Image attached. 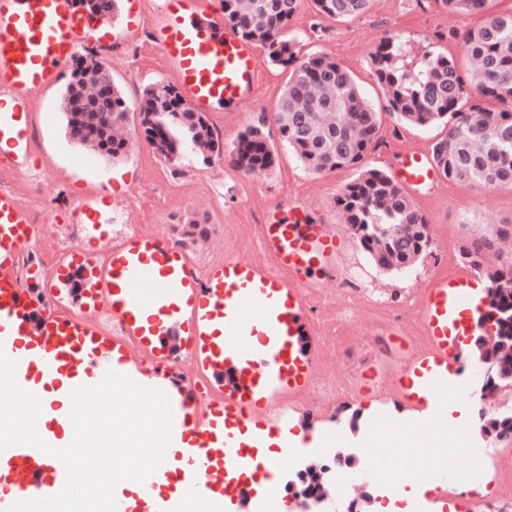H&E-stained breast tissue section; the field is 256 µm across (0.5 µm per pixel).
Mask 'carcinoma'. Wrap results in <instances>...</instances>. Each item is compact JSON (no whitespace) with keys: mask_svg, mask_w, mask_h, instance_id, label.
<instances>
[{"mask_svg":"<svg viewBox=\"0 0 512 512\" xmlns=\"http://www.w3.org/2000/svg\"><path fill=\"white\" fill-rule=\"evenodd\" d=\"M85 8L114 17L117 0H82ZM319 15L338 22L358 19L374 0H312ZM448 13L482 14L478 26L456 33L467 67L454 58L427 52L420 64L406 61L405 45L384 37L370 64L385 95L387 110L398 121L419 127L442 125L446 134L431 147L432 162L444 178L485 189L512 188V10L493 11L495 0H436ZM303 0H222L224 21L241 36L256 39L268 60L292 74L281 95L275 121L282 145L314 174L354 168L337 205L364 252L387 273L412 268L430 247L426 217L403 186L387 172L363 166L377 141L379 113L354 77L334 58L313 53L297 57L288 22ZM95 83L96 94L82 88ZM112 76L93 55L75 59L60 99L66 137L76 145L91 142L98 152L116 159L128 141L113 131L127 123L129 105L117 85L102 93ZM141 132L154 152L168 162L190 157L206 165L224 153V142L207 115L192 111L177 89L163 81L147 86L139 104ZM231 163L245 173L270 170L278 157L261 125H249L229 148ZM491 248L473 240L461 256L477 263ZM489 316L497 350L485 353L498 375L512 380V360L499 352L512 348V257L491 275ZM512 431V414H496L483 431Z\"/></svg>","mask_w":512,"mask_h":512,"instance_id":"1","label":"carcinoma"}]
</instances>
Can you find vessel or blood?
<instances>
[{
    "mask_svg": "<svg viewBox=\"0 0 512 512\" xmlns=\"http://www.w3.org/2000/svg\"><path fill=\"white\" fill-rule=\"evenodd\" d=\"M155 41L173 84L196 112L234 108L262 79L254 40L224 21L215 0H159ZM137 31L75 0H0V168L18 185L34 166L35 92L59 84L81 38L106 51ZM410 190L443 184L430 157L399 155ZM17 187L0 188V349L16 360V379L37 395L40 436L63 448L74 437L70 393L113 371L169 397L172 442L166 458L134 489L116 488L117 512H270L280 482L270 448L328 418L308 407L323 379L330 342L314 312L340 272L349 242L338 225L316 220L303 203L270 211L256 225L254 253L226 248L214 234L203 250L169 233L112 237L104 250H60L50 274H24L22 241L34 216ZM111 205L84 193L78 218L99 223ZM489 277L449 258L415 291L410 323L388 326L382 354L359 371L355 388L373 387L424 426L444 418L443 393L476 374L493 350L484 319ZM66 481L62 462L29 445L0 452V512L18 500L50 497ZM433 512H447L460 483L453 466L434 471Z\"/></svg>",
    "mask_w": 512,
    "mask_h": 512,
    "instance_id": "b4317fda",
    "label": "vessel or blood"
}]
</instances>
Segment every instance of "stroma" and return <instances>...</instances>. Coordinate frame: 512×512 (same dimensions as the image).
Returning <instances> with one entry per match:
<instances>
[{"mask_svg":"<svg viewBox=\"0 0 512 512\" xmlns=\"http://www.w3.org/2000/svg\"><path fill=\"white\" fill-rule=\"evenodd\" d=\"M483 20L480 14H446L435 0H374L371 12L355 21L319 22L314 18L310 0H304L288 25V34L296 38L299 54L323 53L334 57L354 76L364 95L380 111L378 140L365 162L391 173L395 170L392 155L407 145L430 150L445 131L440 126L420 128L403 124L386 112L382 89L370 67L371 51L384 37L397 36L406 41L411 59H419L431 50L458 59L462 47L453 37V30L475 27ZM139 46L138 62L116 56L108 65L114 82L131 103L148 84L167 78L158 49L148 40L140 41ZM287 80V70L265 65L264 77L252 99L236 109L211 115L210 120L222 131L225 143H232L238 132L252 123L264 124L271 141L279 142L274 116ZM62 91V85L58 84L35 96V110L48 116L47 124L41 128L35 160L40 165L49 164L53 170L52 182L65 185L71 194L79 196L93 190L111 199V213L103 217L96 234L84 239L86 246L93 249L100 237L123 233L127 219L120 203L129 185L143 170L163 173L169 166L139 137L131 141L127 155L114 161L86 153L83 147L69 143L63 115L57 109ZM183 172L179 190L169 197V206L175 210L177 219L197 221L207 232L223 234L227 247L246 250L253 247V225L263 223L269 210L291 198L305 203L325 223H341L336 199L342 187L355 176L349 168L311 174L284 147L280 148L278 163L270 172L243 173L225 154L213 158L207 166L196 161L186 163ZM200 198L210 200V208H198L196 201ZM413 202L428 221L431 249L424 259L408 271L386 274L354 240L350 241L344 259L345 266L362 268L374 298L392 306L401 304L418 281L424 279L426 270L447 261L449 253L459 252L470 240L494 239L501 229L512 225L510 187L482 190L449 181L440 193L418 194ZM325 304L324 320L329 332H340L352 351L351 356L333 361L337 376L342 377L353 364L367 361L371 319L360 313L346 314V303L335 291L326 297ZM369 407L375 411V422L393 425L395 467L408 471L409 481L429 483V476L412 470L418 437L413 434L411 424L401 420V411L392 401L378 400L374 393L366 391L338 410L336 417L352 418Z\"/></svg>","mask_w":512,"mask_h":512,"instance_id":"obj_1","label":"stroma"}]
</instances>
